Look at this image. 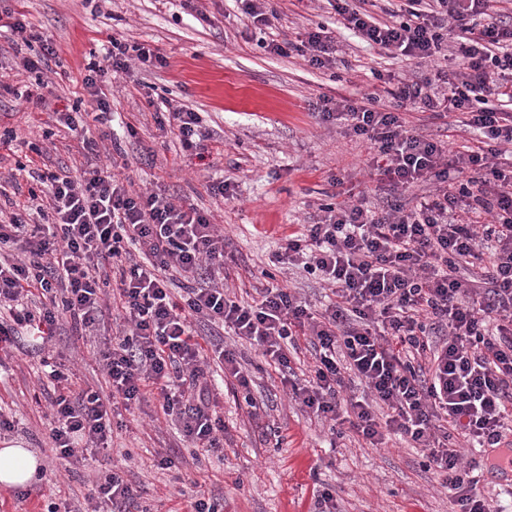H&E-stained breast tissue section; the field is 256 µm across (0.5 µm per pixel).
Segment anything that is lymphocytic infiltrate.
<instances>
[{"mask_svg": "<svg viewBox=\"0 0 512 512\" xmlns=\"http://www.w3.org/2000/svg\"><path fill=\"white\" fill-rule=\"evenodd\" d=\"M506 0H403L386 22L351 0H329L344 26L364 42L405 60H429L432 76L400 79L388 102L320 98L322 119L345 122L369 142L366 161L388 197L375 211L365 197L323 205L318 219L285 237L276 256L331 288L329 304L312 307L270 282L250 300L224 289V234L194 203L162 192L135 193L90 152L80 178L34 167L28 174L49 201L50 220L0 222V351L29 336L54 338L60 322L73 335L107 331L110 309L126 314L127 332L98 352L105 388L80 384L55 357L43 358L49 439L61 469L79 454L110 453L108 408L149 398L180 427L195 450L223 452L227 428L209 379L210 362L244 389L251 416L261 406L234 349L206 350L195 324L257 346L283 372V385L316 417L347 425L378 448L391 437L420 449L447 487L456 512H494L476 491L473 466L460 448L512 447V22ZM272 51L298 52L315 68L336 60L324 31H309ZM128 48L113 41L108 67L82 84L110 104L98 79L127 70ZM451 117L472 143L447 142L406 128L404 112ZM157 122L185 149L209 135L198 113L173 109ZM430 181L413 206L403 191ZM313 350L307 378L288 375L300 340ZM358 380L361 395L347 394ZM90 512H132L136 495L120 469L91 482Z\"/></svg>", "mask_w": 512, "mask_h": 512, "instance_id": "1", "label": "lymphocytic infiltrate"}]
</instances>
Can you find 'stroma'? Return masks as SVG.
Returning a JSON list of instances; mask_svg holds the SVG:
<instances>
[{
    "instance_id": "stroma-1",
    "label": "stroma",
    "mask_w": 512,
    "mask_h": 512,
    "mask_svg": "<svg viewBox=\"0 0 512 512\" xmlns=\"http://www.w3.org/2000/svg\"><path fill=\"white\" fill-rule=\"evenodd\" d=\"M275 11L265 31L255 28L241 0H0V9L23 12L35 32L58 49L48 69L33 74L24 58L39 43L13 50L0 36V135L12 147L0 152V209L25 206L27 221L47 208L45 196L30 197L33 184L18 164L36 158L46 168L64 166L79 175L86 158L78 138L57 120L58 113L92 112L96 104L82 86L90 66L102 63L110 39L150 47L160 57L150 66L129 56L128 68L108 72L100 84L117 121L136 134L100 137V123L88 126L101 163L120 157L116 173L126 188L164 192L208 211L224 232L225 251L234 260L226 271L237 294L265 285L263 271L314 305L328 289L303 270L283 271L272 260L285 236L312 222L321 205L337 191H363L370 206L383 205L372 194L364 171L370 149L343 123L316 117L311 105L320 97L374 98L385 102L374 72L420 79L430 64L392 57L346 29L326 0H270ZM324 28L336 43V61L315 69L297 52L280 55L259 47L258 39L283 41L297 33ZM49 83L44 105L25 98L37 80ZM199 113L209 132L204 155L183 149L162 134L156 109L164 104ZM342 179L333 186L332 177ZM227 181L228 197L208 187ZM251 376L252 395L263 402L251 418L233 386L220 397L228 435L221 456L193 459L178 425L159 420L157 401L132 409L116 408L114 454H127L125 477L138 491L139 505L150 512H185V493L198 486L224 512H322L321 491L333 496L334 512H454L441 479L425 469L420 449L392 440L384 448L361 446L352 432H337L286 395L279 373L255 346L228 336ZM103 337L72 336L61 326L47 351L21 337L0 363V408L12 412L14 439L42 459L45 477L31 486L26 502L0 489V512H42L48 497L83 500L89 468L72 465L62 472L49 449L45 414L48 403L38 379L44 353L62 355L83 382L104 378L95 360ZM174 457L178 471L157 469L159 454Z\"/></svg>"
}]
</instances>
